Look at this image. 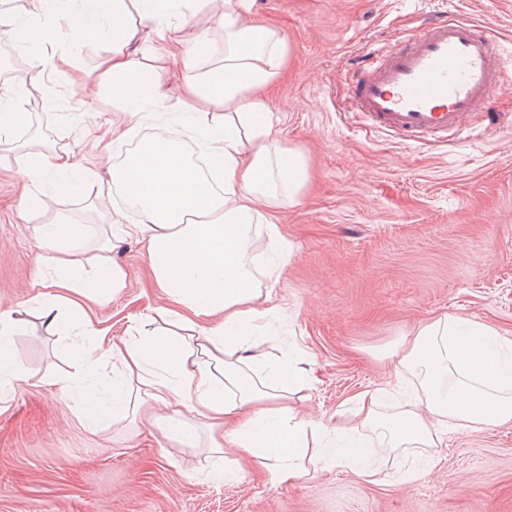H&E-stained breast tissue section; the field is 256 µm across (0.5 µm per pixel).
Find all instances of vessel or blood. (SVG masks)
Segmentation results:
<instances>
[{"mask_svg":"<svg viewBox=\"0 0 512 512\" xmlns=\"http://www.w3.org/2000/svg\"><path fill=\"white\" fill-rule=\"evenodd\" d=\"M511 65L489 24L440 18L393 47L367 51L352 99L366 126L404 144L460 142Z\"/></svg>","mask_w":512,"mask_h":512,"instance_id":"obj_1","label":"vessel or blood"}]
</instances>
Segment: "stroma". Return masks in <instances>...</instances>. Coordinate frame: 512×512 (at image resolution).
I'll return each mask as SVG.
<instances>
[{
  "mask_svg": "<svg viewBox=\"0 0 512 512\" xmlns=\"http://www.w3.org/2000/svg\"><path fill=\"white\" fill-rule=\"evenodd\" d=\"M62 7L72 26L42 23L70 64L30 67L21 99L38 98L32 123L50 149L73 151L75 163L107 180L133 120L113 102L100 66L108 40L79 35L76 0ZM490 13L512 51V0H254L252 19L287 46L269 100L283 145L308 170L295 202L275 195L266 212L292 255L254 345L269 358L296 359L307 379L296 403L311 418L339 420L348 399L388 379L392 349L438 317L467 316L512 337V69L483 106L499 118L498 131L476 128L459 146L406 145L365 127L349 95L348 74L367 46L395 43L443 14ZM145 52L164 76L166 109L138 133H168L184 110L179 84L162 42L149 40ZM79 77L87 91L78 100L69 82ZM28 140L0 141V303L26 311L13 348L26 380L0 407V512H512V424L449 432L409 482L394 454L379 450L372 483L320 468L312 455L305 478L269 480L257 461L240 479L217 482L207 473L233 466L232 450L219 457L186 445L168 454L155 425H89L77 401L58 398L57 380L80 365L69 339L47 331L34 310L31 282L44 253L25 199L43 198L51 214L83 226L88 247L108 232L113 209L129 224L142 216L120 194L100 199L95 183L67 189L62 174L22 187L14 171ZM115 259L127 286L97 318L119 340L150 330L147 315L165 301L146 285L144 243L127 240Z\"/></svg>",
  "mask_w": 512,
  "mask_h": 512,
  "instance_id": "obj_1",
  "label": "stroma"
}]
</instances>
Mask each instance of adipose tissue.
<instances>
[{"instance_id":"obj_1","label":"adipose tissue","mask_w":512,"mask_h":512,"mask_svg":"<svg viewBox=\"0 0 512 512\" xmlns=\"http://www.w3.org/2000/svg\"><path fill=\"white\" fill-rule=\"evenodd\" d=\"M223 2L211 21L224 34V56L209 68L207 38L185 43L181 31L204 9ZM61 0H34L24 22L0 13V24L16 27L23 41L44 47L37 64L55 67L62 54L40 17L60 12ZM92 22L87 39L106 36L103 64L112 75V96L139 118L162 111L159 72L150 69L138 47L156 33L180 66L188 121L208 158L201 171L186 156L179 137L161 141L129 137L136 144L113 167L98 193L120 189L140 206V224H123L111 214L112 236L94 247H75L73 224H44L36 234L54 273L38 270L33 279L40 319L48 330L71 337L82 365L80 376L60 388L65 399H79L86 417L125 418L137 413L152 419L170 445L188 443L182 423L204 426L214 453L232 448L238 458L263 461L274 478L306 476L301 463L311 439L320 442L319 463L361 478L373 474L376 447L423 457L441 447L449 429H493L512 422V338L469 317L442 316L420 327L394 355L391 378L357 393L352 402L357 425L342 427L299 414L294 396L305 380L294 361L271 362L253 352L248 334L264 319L280 274L269 270L259 284L252 268L251 231L269 204V187L295 200L306 171L301 157L283 148L273 129L265 92L286 63V46L277 33L250 21L253 0H83ZM180 7L177 24L158 27L163 12ZM222 105V114L211 105ZM71 152L31 151L18 165L21 182L46 179L73 168ZM129 237L143 239L153 287L167 305L160 331L83 346L100 335L92 304L110 301L126 286L127 273L112 252ZM18 321L0 311V401L14 393L24 376L12 361V336ZM119 376L111 385L95 381L102 362ZM418 377L423 402L384 414L387 396L406 375Z\"/></svg>"}]
</instances>
